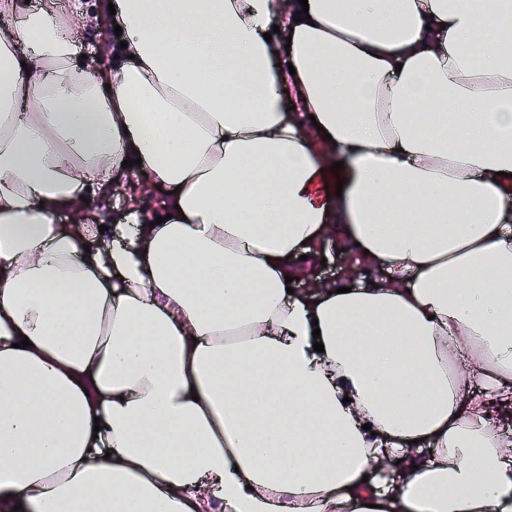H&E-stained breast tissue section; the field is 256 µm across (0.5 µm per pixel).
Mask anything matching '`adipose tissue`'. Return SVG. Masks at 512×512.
I'll return each mask as SVG.
<instances>
[{
	"label": "adipose tissue",
	"instance_id": "ef3b65f1",
	"mask_svg": "<svg viewBox=\"0 0 512 512\" xmlns=\"http://www.w3.org/2000/svg\"><path fill=\"white\" fill-rule=\"evenodd\" d=\"M0 14V512H512V0ZM74 38L78 47L81 48L82 54H87L86 60H95L99 66H109L112 63V53H104L101 45L107 41V47L114 49L121 40L122 34L120 37H116L112 28L100 29L90 23L89 27L74 32ZM97 59H100V62H97ZM336 249H339L336 247ZM336 249L331 250L326 256V267H323L322 264L318 266V268L315 270L314 277L317 280H332L340 277L341 269L340 267L343 265L344 260L346 258L348 253L347 251H344L342 249L340 250V253H336ZM351 255V254H350Z\"/></svg>",
	"mask_w": 512,
	"mask_h": 512
}]
</instances>
